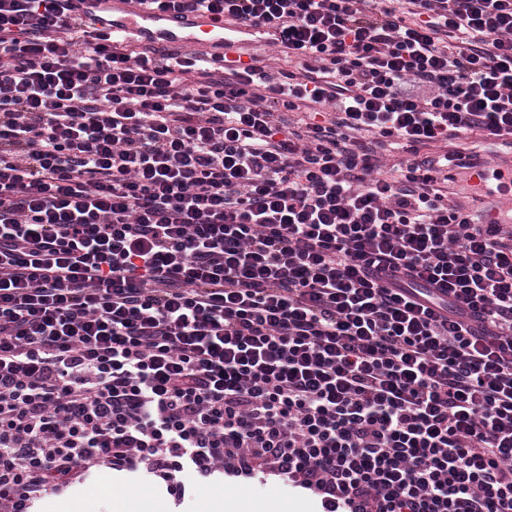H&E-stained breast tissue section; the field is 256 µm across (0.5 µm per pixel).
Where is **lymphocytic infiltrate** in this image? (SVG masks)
I'll use <instances>...</instances> for the list:
<instances>
[{
    "label": "lymphocytic infiltrate",
    "mask_w": 512,
    "mask_h": 512,
    "mask_svg": "<svg viewBox=\"0 0 512 512\" xmlns=\"http://www.w3.org/2000/svg\"><path fill=\"white\" fill-rule=\"evenodd\" d=\"M294 62L0 0V512L94 470L512 512V0H144Z\"/></svg>",
    "instance_id": "f902f5d3"
}]
</instances>
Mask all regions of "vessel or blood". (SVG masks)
<instances>
[{
  "instance_id": "obj_1",
  "label": "vessel or blood",
  "mask_w": 512,
  "mask_h": 512,
  "mask_svg": "<svg viewBox=\"0 0 512 512\" xmlns=\"http://www.w3.org/2000/svg\"><path fill=\"white\" fill-rule=\"evenodd\" d=\"M82 17L95 26L109 27L113 38L150 37L176 42L210 53L225 52L227 46L266 41L264 33L240 34L224 24L207 19L183 18L149 11L140 0H84Z\"/></svg>"
}]
</instances>
